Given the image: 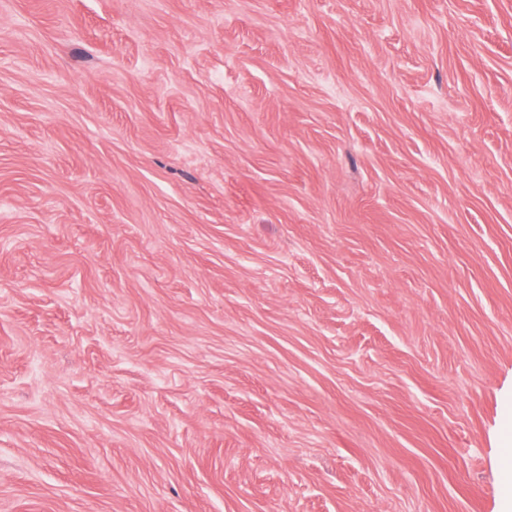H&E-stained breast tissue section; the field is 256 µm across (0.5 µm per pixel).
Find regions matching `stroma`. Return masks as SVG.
Here are the masks:
<instances>
[{"label":"stroma","instance_id":"stroma-1","mask_svg":"<svg viewBox=\"0 0 512 512\" xmlns=\"http://www.w3.org/2000/svg\"><path fill=\"white\" fill-rule=\"evenodd\" d=\"M0 512H512V0H0Z\"/></svg>","mask_w":512,"mask_h":512}]
</instances>
